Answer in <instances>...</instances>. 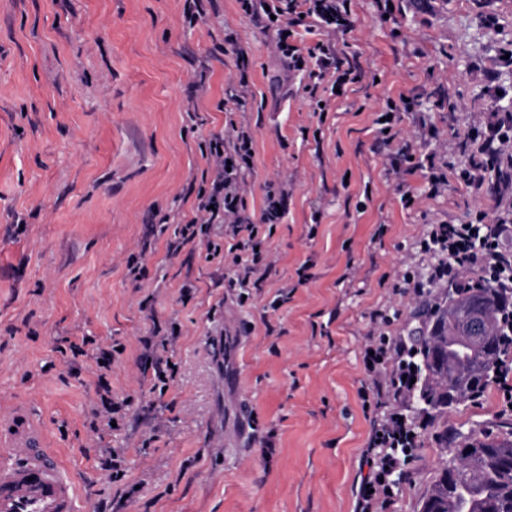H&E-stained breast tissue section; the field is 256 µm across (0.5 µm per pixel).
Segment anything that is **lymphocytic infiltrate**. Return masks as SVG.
<instances>
[{"mask_svg":"<svg viewBox=\"0 0 512 512\" xmlns=\"http://www.w3.org/2000/svg\"><path fill=\"white\" fill-rule=\"evenodd\" d=\"M240 3L244 13L253 19H270L277 29L284 61L292 71L298 70L305 58L297 46L289 43L290 33L288 28H282L281 19L289 17L291 25H295L303 18H313L328 36L318 46L315 64L323 73L335 67L336 46L332 38L351 27L345 0H280L276 5L268 4L267 0H240ZM469 138L476 143L477 153L457 169L456 177L469 189L479 190L487 180L491 165L504 160L512 163V115H505L496 124L482 129L472 128ZM206 155L215 165V177L209 186L199 190L193 218L183 224L169 248L175 253L187 244L202 243L213 260L221 254L218 236L229 234L236 240L231 262L239 267L242 281L262 282L268 265L257 254L251 260H243L242 253L253 250L258 224L278 223L283 199L274 187H267L259 219L245 215L239 177L242 169L252 166L253 135L235 121H228L224 135L209 140ZM509 233L512 234V205L504 207L492 224L479 220L431 225L420 249L434 254L435 259L428 264L426 275L405 276L401 285L433 306L437 303L434 294L437 288L451 286L467 291L462 275L476 266L483 271L488 286L512 294V250L500 244L501 238ZM416 356V349L397 338L381 341L371 358L372 364L381 369L382 379L376 384L374 400L384 416L367 450L368 473L361 482L358 512H387L396 495V485L390 477L407 472L418 431L415 422L407 416L414 381L421 376L420 370L414 367Z\"/></svg>","mask_w":512,"mask_h":512,"instance_id":"lymphocytic-infiltrate-1","label":"lymphocytic infiltrate"}]
</instances>
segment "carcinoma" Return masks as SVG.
Here are the masks:
<instances>
[{
  "instance_id": "obj_1",
  "label": "carcinoma",
  "mask_w": 512,
  "mask_h": 512,
  "mask_svg": "<svg viewBox=\"0 0 512 512\" xmlns=\"http://www.w3.org/2000/svg\"><path fill=\"white\" fill-rule=\"evenodd\" d=\"M460 302L493 311L484 339L466 344L448 336L446 306L433 319L432 330L422 337L427 368L421 398L431 409L442 413L448 405L471 396L488 384L490 373L501 353V298L494 288H472L457 297ZM472 449L467 461L472 472L448 470L443 464L422 504V512H512V439L489 434L469 435L462 444Z\"/></svg>"
}]
</instances>
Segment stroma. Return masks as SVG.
<instances>
[{"instance_id": "1", "label": "stroma", "mask_w": 512, "mask_h": 512, "mask_svg": "<svg viewBox=\"0 0 512 512\" xmlns=\"http://www.w3.org/2000/svg\"><path fill=\"white\" fill-rule=\"evenodd\" d=\"M348 4L335 42L355 78L337 92L331 77L288 75L275 31L239 0H203L192 26L185 0H0V416L38 412L83 489L80 512H356L376 416L365 347L380 332L420 345V303L398 282L424 273L429 225L501 210L496 186L452 181L433 196L426 176L396 174L378 118L412 98L397 141L460 166L469 128L512 100L499 61L512 0ZM242 78L245 212L259 218L267 184L288 192L280 223L259 228L271 269L258 287L205 245L168 251ZM146 243L135 281L126 261ZM173 323L176 373L159 393L141 374L143 341ZM115 342L105 378L132 404L97 434L96 358ZM411 410L426 426L392 512H421L448 456L440 430L512 434L494 383L442 415ZM105 448L123 459L119 482L100 467Z\"/></svg>"}]
</instances>
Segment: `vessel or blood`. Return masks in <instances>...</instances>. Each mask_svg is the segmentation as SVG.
<instances>
[{"label": "vessel or blood", "instance_id": "vessel-or-blood-1", "mask_svg": "<svg viewBox=\"0 0 512 512\" xmlns=\"http://www.w3.org/2000/svg\"><path fill=\"white\" fill-rule=\"evenodd\" d=\"M80 492L24 405L0 417V512H79Z\"/></svg>", "mask_w": 512, "mask_h": 512}]
</instances>
